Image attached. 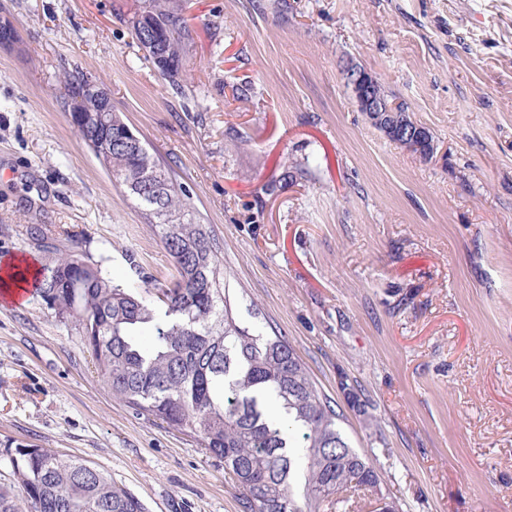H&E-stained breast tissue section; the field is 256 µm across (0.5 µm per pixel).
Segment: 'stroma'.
<instances>
[{
    "label": "stroma",
    "instance_id": "stroma-1",
    "mask_svg": "<svg viewBox=\"0 0 512 512\" xmlns=\"http://www.w3.org/2000/svg\"><path fill=\"white\" fill-rule=\"evenodd\" d=\"M142 3L0 0V259L73 236L125 287L175 278L64 110L83 71L214 227L239 321L288 337L400 512H512V0H177L180 92L128 23ZM349 59L431 131L432 161L358 111ZM20 444L91 461L147 512H241L223 461L113 400L34 292L0 306L1 485Z\"/></svg>",
    "mask_w": 512,
    "mask_h": 512
}]
</instances>
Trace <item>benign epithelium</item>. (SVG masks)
Instances as JSON below:
<instances>
[{
	"mask_svg": "<svg viewBox=\"0 0 512 512\" xmlns=\"http://www.w3.org/2000/svg\"><path fill=\"white\" fill-rule=\"evenodd\" d=\"M343 84L350 91L359 111L378 117L385 132L399 139L408 149L430 151L432 142L425 130L403 120L378 93L379 80L362 65L349 61L340 74Z\"/></svg>",
	"mask_w": 512,
	"mask_h": 512,
	"instance_id": "obj_1",
	"label": "benign epithelium"
}]
</instances>
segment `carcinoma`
I'll list each match as a JSON object with an SVG mask.
<instances>
[{
  "label": "carcinoma",
  "mask_w": 512,
  "mask_h": 512,
  "mask_svg": "<svg viewBox=\"0 0 512 512\" xmlns=\"http://www.w3.org/2000/svg\"><path fill=\"white\" fill-rule=\"evenodd\" d=\"M132 24L147 56L176 89L186 66V27L174 0H143ZM91 77L60 83L71 124L103 102L80 96ZM78 136L124 188L145 221L159 228L174 262L170 286L147 297L114 283L87 254L59 252L41 266L36 291L59 321L72 323L112 397L159 418L224 461L242 512H357L355 492L385 498L373 463L353 448L340 414L318 389L288 338L238 321L222 271L219 242L200 223L187 193L145 143L135 145L120 113ZM301 436L304 462L292 450ZM25 496L0 485V512H146L103 470L47 448L7 449Z\"/></svg>",
  "instance_id": "cac0c4a2"
}]
</instances>
